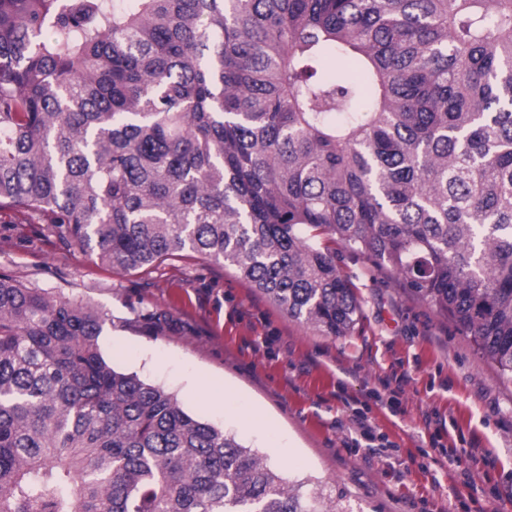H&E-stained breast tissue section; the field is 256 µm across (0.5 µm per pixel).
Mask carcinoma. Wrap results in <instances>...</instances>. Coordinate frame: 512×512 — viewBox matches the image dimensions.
I'll list each match as a JSON object with an SVG mask.
<instances>
[{
    "label": "carcinoma",
    "mask_w": 512,
    "mask_h": 512,
    "mask_svg": "<svg viewBox=\"0 0 512 512\" xmlns=\"http://www.w3.org/2000/svg\"><path fill=\"white\" fill-rule=\"evenodd\" d=\"M100 263L185 251L348 336L336 244L512 379V0H0V209ZM0 275V512H351Z\"/></svg>",
    "instance_id": "carcinoma-1"
}]
</instances>
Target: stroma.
I'll list each match as a JSON object with an SVG mask.
<instances>
[{
  "instance_id": "35a3bbf8",
  "label": "stroma",
  "mask_w": 512,
  "mask_h": 512,
  "mask_svg": "<svg viewBox=\"0 0 512 512\" xmlns=\"http://www.w3.org/2000/svg\"><path fill=\"white\" fill-rule=\"evenodd\" d=\"M336 265L361 305L355 330L340 337L288 317L232 267L188 252L124 272L45 216L0 209V274L100 309V349L116 369L176 395L289 479L342 490L355 512H512V381L401 277L341 245ZM150 314L168 330L153 332ZM401 371L394 414L370 395ZM211 381L224 383L223 402L205 395ZM361 410L373 426L370 455L351 448ZM434 412L451 423L440 442L459 465L421 454ZM464 470L475 488L463 485Z\"/></svg>"
}]
</instances>
